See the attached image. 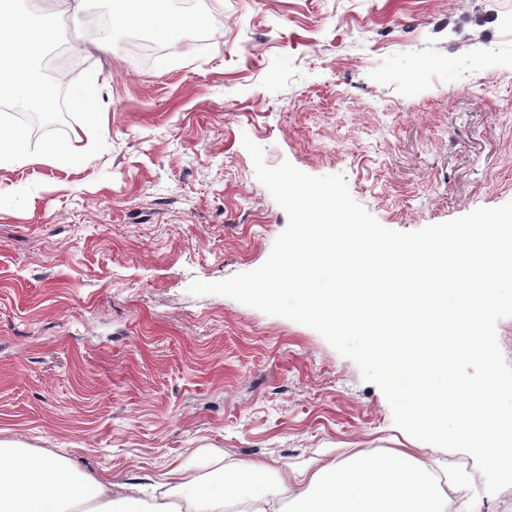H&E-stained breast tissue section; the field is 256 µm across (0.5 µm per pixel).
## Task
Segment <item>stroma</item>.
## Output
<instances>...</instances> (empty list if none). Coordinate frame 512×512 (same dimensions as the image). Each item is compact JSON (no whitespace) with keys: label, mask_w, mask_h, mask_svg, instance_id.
Masks as SVG:
<instances>
[{"label":"stroma","mask_w":512,"mask_h":512,"mask_svg":"<svg viewBox=\"0 0 512 512\" xmlns=\"http://www.w3.org/2000/svg\"><path fill=\"white\" fill-rule=\"evenodd\" d=\"M200 33L165 70L123 29L79 54L105 150L0 170V441L147 502L185 463L425 456L317 331L188 287L260 267L287 225L247 139L400 232L512 201V0H224ZM439 459L455 512H512L472 456Z\"/></svg>","instance_id":"obj_1"}]
</instances>
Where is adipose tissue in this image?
<instances>
[{"instance_id":"obj_1","label":"adipose tissue","mask_w":512,"mask_h":512,"mask_svg":"<svg viewBox=\"0 0 512 512\" xmlns=\"http://www.w3.org/2000/svg\"><path fill=\"white\" fill-rule=\"evenodd\" d=\"M108 19L156 38L207 23L174 13L170 0H111ZM262 462L225 466L205 482L183 480L142 505L111 482L76 469L64 456L0 443V512H446L447 495L430 461L408 453L356 454L311 473Z\"/></svg>"}]
</instances>
